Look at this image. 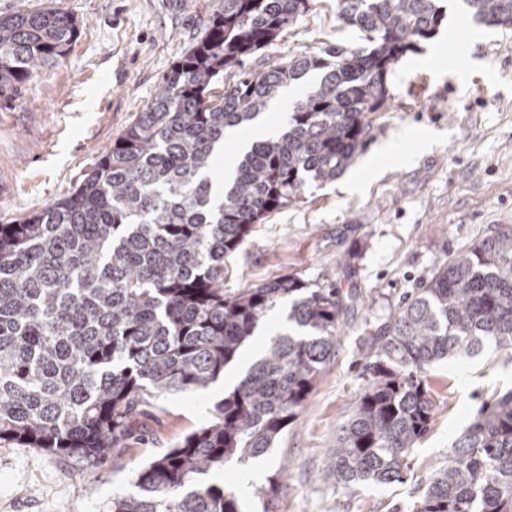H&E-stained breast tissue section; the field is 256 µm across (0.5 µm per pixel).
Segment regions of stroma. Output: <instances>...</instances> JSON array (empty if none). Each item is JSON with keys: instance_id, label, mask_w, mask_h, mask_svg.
<instances>
[{"instance_id": "obj_1", "label": "stroma", "mask_w": 512, "mask_h": 512, "mask_svg": "<svg viewBox=\"0 0 512 512\" xmlns=\"http://www.w3.org/2000/svg\"><path fill=\"white\" fill-rule=\"evenodd\" d=\"M214 2L0 0V15L54 6L79 26L65 58L42 66L0 104V222L38 211L82 181L202 36ZM457 4L445 0L436 33L388 73V99L368 115L366 144L347 168L361 191L340 177L308 185L224 258L228 295L293 274L356 297L341 317L335 355L276 447L209 474L235 492L242 512H262L254 489L272 476L275 512H418V483L447 463L483 407L512 392V349L439 361L427 371L435 412L405 478L348 489L323 479L336 434L370 377L369 336L436 265L497 225H512V28L475 23ZM362 44L340 19L337 0H311L246 65L257 70ZM225 387L220 381L157 400L119 469L107 463L91 472L72 458L1 444L0 512H106L114 493L133 492L148 459L211 421Z\"/></svg>"}]
</instances>
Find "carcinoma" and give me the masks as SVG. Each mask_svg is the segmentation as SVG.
Segmentation results:
<instances>
[{
    "instance_id": "1",
    "label": "carcinoma",
    "mask_w": 512,
    "mask_h": 512,
    "mask_svg": "<svg viewBox=\"0 0 512 512\" xmlns=\"http://www.w3.org/2000/svg\"><path fill=\"white\" fill-rule=\"evenodd\" d=\"M439 2L340 0L339 17L368 46L247 71L245 59L309 0H216L202 37L82 182L0 224V444L116 466L152 401L217 381L286 303L288 332L216 403L213 420L139 469L136 492L113 494L108 510L239 512L235 494L204 476L276 445L335 352L352 294L287 275L228 296L224 256L303 184L336 180L363 149L390 65L435 33ZM465 2L475 21L512 28V0ZM76 32L57 8L0 15V98L64 56ZM314 70L315 87L291 103L278 134L252 142L217 199L208 173L228 130ZM372 344V379L331 449L327 477L344 489L404 478L432 421L423 377L434 362L512 348V225L436 266ZM419 490L420 512H507L512 392L478 414ZM256 495L269 512L277 478Z\"/></svg>"
}]
</instances>
